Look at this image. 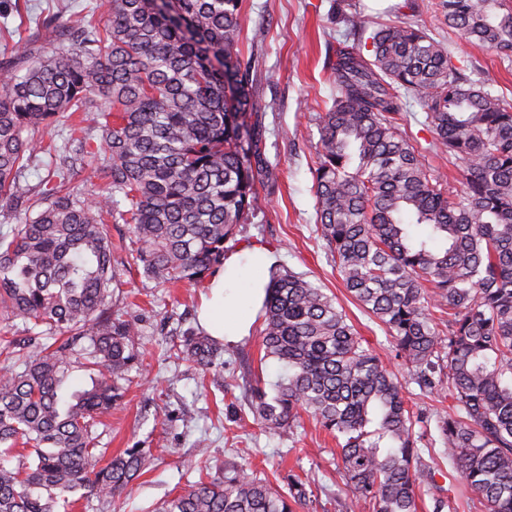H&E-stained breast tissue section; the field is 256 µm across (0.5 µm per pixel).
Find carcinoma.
<instances>
[{
    "instance_id": "1",
    "label": "carcinoma",
    "mask_w": 512,
    "mask_h": 512,
    "mask_svg": "<svg viewBox=\"0 0 512 512\" xmlns=\"http://www.w3.org/2000/svg\"><path fill=\"white\" fill-rule=\"evenodd\" d=\"M104 25L77 16L52 47L21 41L0 62V512H71L112 499L143 473L137 446L108 456L95 418L119 401L138 363L135 324L112 310L109 223L131 225L132 260L158 284L196 286L224 263L259 189L278 177L262 155L261 122L242 55L241 0H107ZM448 27L512 55L504 0H439ZM328 62L336 96L318 116L313 194L321 237L352 298L394 339L424 391L448 385L435 414L441 455L489 512H512V103L467 77L411 21L366 34L359 12ZM370 56H365L364 50ZM426 109L433 140L405 129L401 97ZM80 112L62 143L39 132ZM100 132L99 143L87 129ZM444 152L460 188L426 162ZM47 177L33 188L28 175ZM109 193L89 198L76 179ZM260 331L265 356L288 369L251 411L279 434L307 414L336 438L346 486L374 512H453L420 464L402 385L322 289L271 272ZM448 315V331L434 313ZM30 354H24V350ZM210 336L184 334L174 356L202 373L222 366ZM90 384L71 393V362ZM288 491L230 465L188 484L154 512H297Z\"/></svg>"
}]
</instances>
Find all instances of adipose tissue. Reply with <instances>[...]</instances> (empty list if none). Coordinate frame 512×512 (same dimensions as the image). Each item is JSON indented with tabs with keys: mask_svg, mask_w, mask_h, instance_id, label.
I'll list each match as a JSON object with an SVG mask.
<instances>
[{
	"mask_svg": "<svg viewBox=\"0 0 512 512\" xmlns=\"http://www.w3.org/2000/svg\"><path fill=\"white\" fill-rule=\"evenodd\" d=\"M270 261L268 251L261 247L248 249L225 260L223 268L211 277L210 296L201 307L200 320L207 333L222 340L241 335L248 320L240 314L241 300L233 293L232 287L245 267L265 266Z\"/></svg>",
	"mask_w": 512,
	"mask_h": 512,
	"instance_id": "adipose-tissue-1",
	"label": "adipose tissue"
}]
</instances>
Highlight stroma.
<instances>
[{"instance_id": "35a3bbf8", "label": "stroma", "mask_w": 512, "mask_h": 512, "mask_svg": "<svg viewBox=\"0 0 512 512\" xmlns=\"http://www.w3.org/2000/svg\"><path fill=\"white\" fill-rule=\"evenodd\" d=\"M405 0H242L240 48L254 56L251 74L256 110L262 116V153L279 178L262 188L257 216L242 225L232 253L261 246L285 267L334 296L351 324L376 349L403 387L409 405L424 416L442 409L438 394H422L391 337L350 297L316 224L312 166L319 132L317 117L336 95L327 66L358 11L372 27L396 21ZM414 21L448 48L467 75L512 102V57L466 41L445 25L435 0H414ZM112 267L120 281L112 306L135 323L142 366L122 400L104 416L101 439L110 452L140 446L151 456L142 476L114 503L89 498L85 512H152L199 477L196 444L205 441L214 463L249 462L271 482L296 474L315 482V497L299 512H372L357 508L338 470L336 440L311 418H303L296 440L266 430L250 413L251 386L273 392L282 372L261 347V308H249L251 328L224 346V366L200 377L176 364L170 347L178 331L197 326L206 285L157 286L138 272L130 254L128 225L111 224Z\"/></svg>"}]
</instances>
